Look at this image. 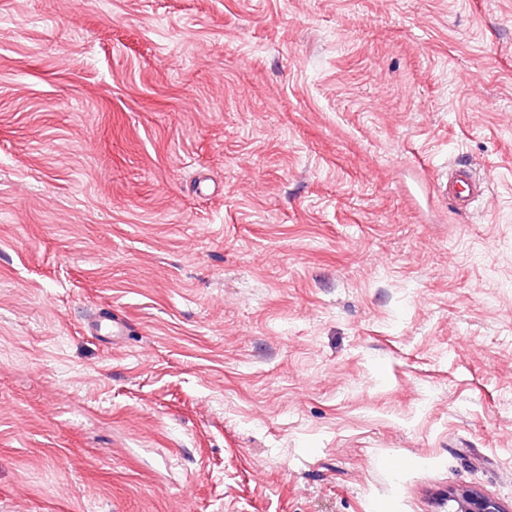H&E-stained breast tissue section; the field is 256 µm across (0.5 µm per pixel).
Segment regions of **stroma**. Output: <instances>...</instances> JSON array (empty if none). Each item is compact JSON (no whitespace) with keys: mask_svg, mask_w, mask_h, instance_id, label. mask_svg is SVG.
<instances>
[{"mask_svg":"<svg viewBox=\"0 0 512 512\" xmlns=\"http://www.w3.org/2000/svg\"><path fill=\"white\" fill-rule=\"evenodd\" d=\"M451 488L512 512V0H0V512ZM482 184L474 171L467 166H456L448 174L444 191L457 212L468 213L482 193Z\"/></svg>","mask_w":512,"mask_h":512,"instance_id":"35a3bbf8","label":"stroma"}]
</instances>
